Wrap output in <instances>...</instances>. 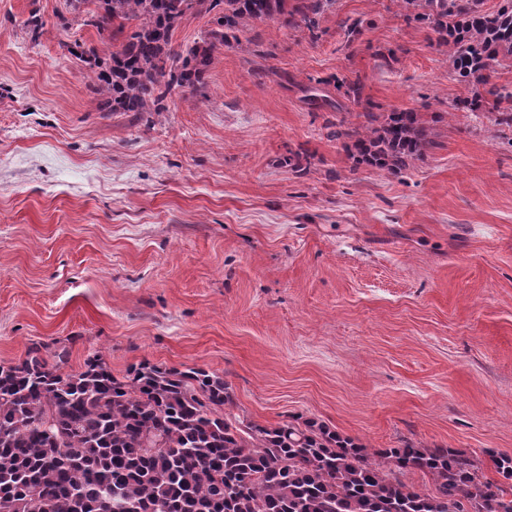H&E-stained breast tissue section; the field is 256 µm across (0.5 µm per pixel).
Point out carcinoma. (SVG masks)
Wrapping results in <instances>:
<instances>
[{"instance_id": "1", "label": "carcinoma", "mask_w": 512, "mask_h": 512, "mask_svg": "<svg viewBox=\"0 0 512 512\" xmlns=\"http://www.w3.org/2000/svg\"><path fill=\"white\" fill-rule=\"evenodd\" d=\"M427 25L448 64L475 87L489 62L512 58V0H397ZM91 23L112 25L121 48L110 61L78 48L106 112H163L176 89L202 83L218 46L241 45L256 20L308 30L333 0H98ZM223 6L217 27L186 54L172 36L193 9ZM500 125L512 98L493 89ZM333 132L354 141L355 164L399 173L428 144L415 112L368 113ZM478 459L451 448L368 449L328 426L292 419L263 426L234 412L224 379L203 369L142 362L117 378L98 358L60 374L38 356L0 365V512H512V455ZM419 471L430 485L400 476Z\"/></svg>"}]
</instances>
